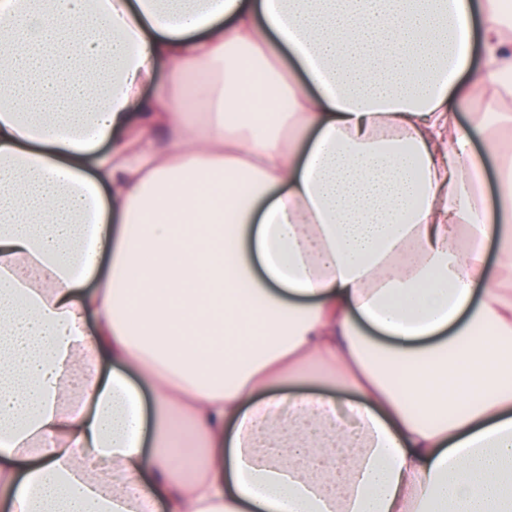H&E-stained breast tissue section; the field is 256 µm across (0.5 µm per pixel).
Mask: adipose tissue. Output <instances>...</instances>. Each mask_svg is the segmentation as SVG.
Wrapping results in <instances>:
<instances>
[{"instance_id": "adipose-tissue-1", "label": "adipose tissue", "mask_w": 512, "mask_h": 512, "mask_svg": "<svg viewBox=\"0 0 512 512\" xmlns=\"http://www.w3.org/2000/svg\"><path fill=\"white\" fill-rule=\"evenodd\" d=\"M489 88L491 0H0L12 512H512Z\"/></svg>"}]
</instances>
